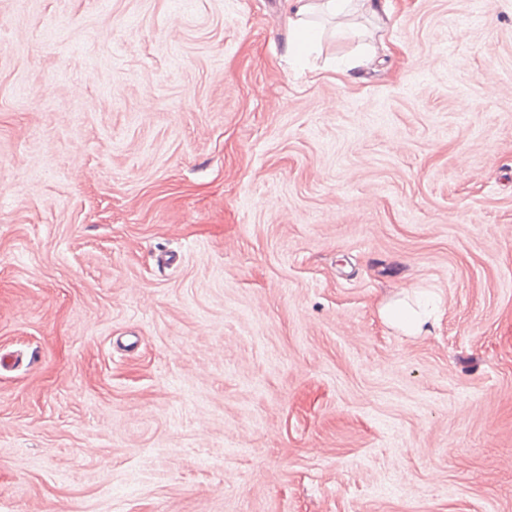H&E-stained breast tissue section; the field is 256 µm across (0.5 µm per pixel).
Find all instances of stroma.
<instances>
[{
  "label": "stroma",
  "mask_w": 512,
  "mask_h": 512,
  "mask_svg": "<svg viewBox=\"0 0 512 512\" xmlns=\"http://www.w3.org/2000/svg\"><path fill=\"white\" fill-rule=\"evenodd\" d=\"M392 3L0 0V512H512V0ZM288 21L293 28L294 38L289 50L302 56L312 50L320 36L313 18L317 15L342 16L348 14L357 1L359 7L371 16L382 20L389 19L392 13V0H285ZM381 313L393 326L411 334L420 333L427 322V318L411 311L402 300L384 306Z\"/></svg>",
  "instance_id": "obj_1"
}]
</instances>
